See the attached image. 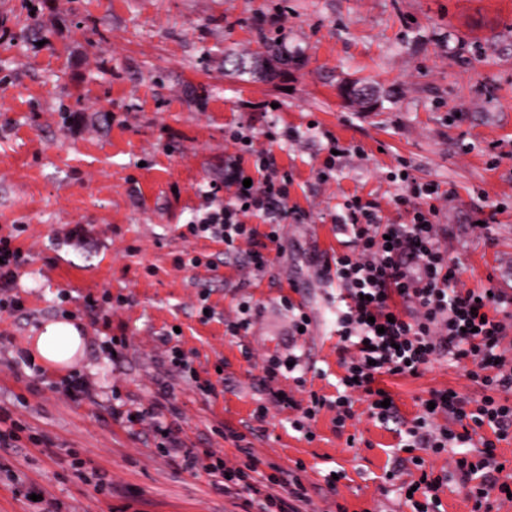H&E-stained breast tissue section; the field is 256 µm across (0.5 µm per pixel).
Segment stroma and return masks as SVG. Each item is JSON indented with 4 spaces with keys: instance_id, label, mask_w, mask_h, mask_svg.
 I'll return each mask as SVG.
<instances>
[{
    "instance_id": "stroma-1",
    "label": "stroma",
    "mask_w": 512,
    "mask_h": 512,
    "mask_svg": "<svg viewBox=\"0 0 512 512\" xmlns=\"http://www.w3.org/2000/svg\"><path fill=\"white\" fill-rule=\"evenodd\" d=\"M264 36L281 41L287 64L258 56ZM348 83L369 101H346ZM240 125L288 174V203L307 218L284 225L263 274L241 259L178 267L182 252L224 250L182 232L203 191L223 183L235 152L224 131ZM286 126L297 141L278 139ZM331 136L349 153L323 182ZM403 160L447 196L440 222L465 286L512 292V0H0V233L22 226L24 254V308L0 311V410L22 425L0 447V512L47 501L56 512H243L162 448L154 422L117 416L148 407L184 447L227 467L249 448L261 470L299 469L313 512H410L383 479L398 437L364 403L340 433L322 408L307 439L262 381L269 357L293 353L296 377L277 388L304 404L335 396L336 289L321 269L339 247L336 205L358 196L398 219L386 174ZM492 203L495 221L474 227L475 209ZM105 295L110 312L88 306ZM245 301L257 307L247 333L225 335ZM292 303L311 317L306 335L292 333ZM67 318L83 326L84 357L38 373L34 336ZM175 326L218 397L169 365L160 337ZM114 336L127 339L118 357ZM71 371L90 396L66 392ZM384 385L409 418L429 390L482 393L446 356ZM336 469L345 477L332 490L324 477Z\"/></svg>"
}]
</instances>
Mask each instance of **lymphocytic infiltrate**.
I'll list each match as a JSON object with an SVG mask.
<instances>
[{"instance_id": "lymphocytic-infiltrate-1", "label": "lymphocytic infiltrate", "mask_w": 512, "mask_h": 512, "mask_svg": "<svg viewBox=\"0 0 512 512\" xmlns=\"http://www.w3.org/2000/svg\"><path fill=\"white\" fill-rule=\"evenodd\" d=\"M225 139L238 153L249 155L253 167L230 165L224 184L232 195L220 200L206 193L207 205L187 231L193 238L223 244L225 256L244 255L261 272L272 262L270 247L277 244L282 225L300 222L302 214L288 204L287 173L278 170L268 151L256 149L249 131L232 128ZM247 178L252 181L248 187L243 184ZM387 179L401 188L395 203L404 207L406 222L385 223L379 203L357 196L346 199L336 221L349 238L322 272L342 288L336 308L343 368L332 402L336 427L344 429L355 402L362 401L373 419L393 428L400 455L386 478L399 481L411 512H438V492L452 479L466 488L473 512H492L493 494L512 488L500 478L505 465L496 453L499 443L512 439V293L461 284L459 264L440 242L437 191L418 183L404 164L389 171ZM251 216L261 218L262 226L248 224ZM13 240V234H0V309L18 311L23 302L13 288L23 257ZM447 355L481 383L480 397L434 390L430 406L421 407L410 420L397 405L388 404L384 377L420 376ZM438 418L443 427H434ZM482 428L490 434L483 437L478 454H469L472 434ZM164 440L170 452L182 454L186 466H202L212 484L223 487L225 495L243 498L246 507L304 512L310 503L305 485L293 472L267 476L251 459L244 469L229 474L219 457L202 465L197 452L183 449L174 434H165ZM414 452L452 455L454 466L428 471L425 462H409Z\"/></svg>"}]
</instances>
